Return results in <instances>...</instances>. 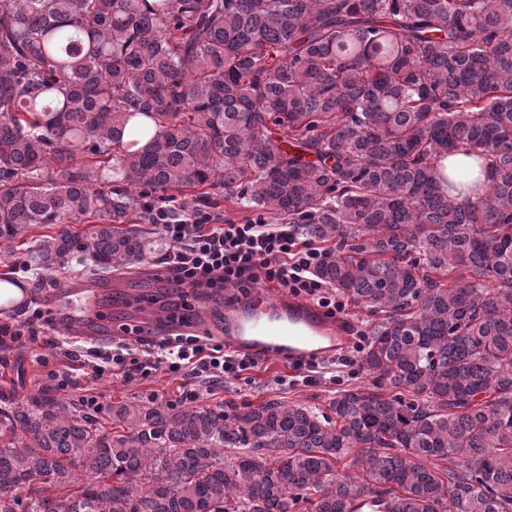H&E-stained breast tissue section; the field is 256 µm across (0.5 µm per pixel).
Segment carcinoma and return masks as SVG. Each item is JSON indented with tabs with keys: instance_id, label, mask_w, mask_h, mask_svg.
Masks as SVG:
<instances>
[{
	"instance_id": "cac0c4a2",
	"label": "carcinoma",
	"mask_w": 512,
	"mask_h": 512,
	"mask_svg": "<svg viewBox=\"0 0 512 512\" xmlns=\"http://www.w3.org/2000/svg\"><path fill=\"white\" fill-rule=\"evenodd\" d=\"M171 192L325 245L382 314L367 382L327 413L119 401L112 431L0 393V512H512V0H0V242L55 225L30 263L95 283ZM440 164L445 175L462 191L459 196L454 193L457 201H476L485 193L484 177L471 160L463 155H454L442 159Z\"/></svg>"
}]
</instances>
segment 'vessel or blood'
Instances as JSON below:
<instances>
[{
    "instance_id": "vessel-or-blood-1",
    "label": "vessel or blood",
    "mask_w": 512,
    "mask_h": 512,
    "mask_svg": "<svg viewBox=\"0 0 512 512\" xmlns=\"http://www.w3.org/2000/svg\"><path fill=\"white\" fill-rule=\"evenodd\" d=\"M224 342L236 352L300 369L313 358L335 356L347 338L334 321L280 295L226 307Z\"/></svg>"
}]
</instances>
